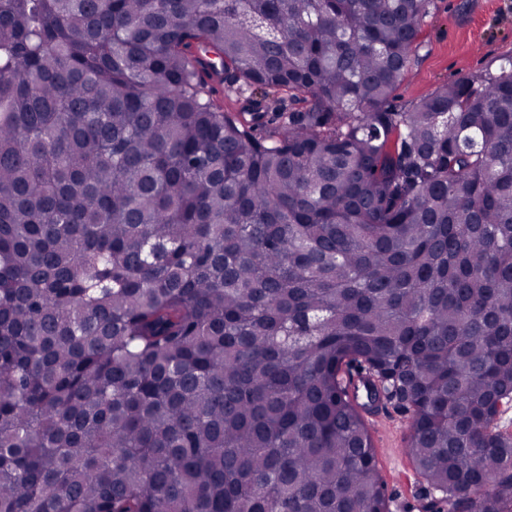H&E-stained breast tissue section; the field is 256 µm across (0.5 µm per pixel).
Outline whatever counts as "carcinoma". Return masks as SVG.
Returning <instances> with one entry per match:
<instances>
[{"instance_id":"1","label":"carcinoma","mask_w":512,"mask_h":512,"mask_svg":"<svg viewBox=\"0 0 512 512\" xmlns=\"http://www.w3.org/2000/svg\"><path fill=\"white\" fill-rule=\"evenodd\" d=\"M429 5L0 0V512H389L354 368L512 512V58L395 104Z\"/></svg>"}]
</instances>
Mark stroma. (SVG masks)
I'll return each mask as SVG.
<instances>
[{
    "instance_id": "obj_1",
    "label": "stroma",
    "mask_w": 512,
    "mask_h": 512,
    "mask_svg": "<svg viewBox=\"0 0 512 512\" xmlns=\"http://www.w3.org/2000/svg\"><path fill=\"white\" fill-rule=\"evenodd\" d=\"M410 69L394 92L410 105L438 87L496 71L512 55V0H433ZM379 473L391 512H426V480L407 454L410 429L405 414L390 405L369 416Z\"/></svg>"
}]
</instances>
